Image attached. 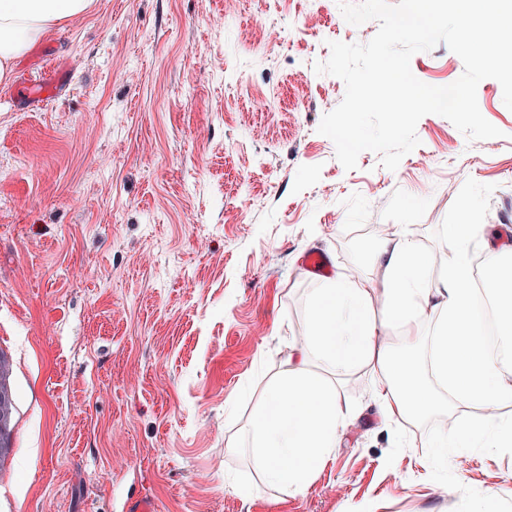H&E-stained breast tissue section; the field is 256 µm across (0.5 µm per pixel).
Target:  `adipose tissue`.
I'll return each mask as SVG.
<instances>
[{
  "label": "adipose tissue",
  "instance_id": "ef3b65f1",
  "mask_svg": "<svg viewBox=\"0 0 512 512\" xmlns=\"http://www.w3.org/2000/svg\"><path fill=\"white\" fill-rule=\"evenodd\" d=\"M91 0H0V83L12 80L16 62L61 23L84 15ZM475 227L449 225L456 255L440 281L430 277L428 256L411 240L384 249V309L375 312L366 281L339 273L315 288L306 331L292 346L286 368L266 383L249 425L252 446L266 481L301 493L336 448L348 416L341 407L339 377L366 365L374 372L373 393L386 418L450 417L458 403L498 406L512 401V381L499 352L486 346L474 315L475 286L468 259ZM487 287L495 298L499 339L512 346V257H486ZM436 318L424 337L417 320ZM429 360H422L421 348ZM319 362L321 372L310 368ZM437 383H430L428 374ZM445 386L451 404L439 399ZM511 448L512 420L492 416L459 426L440 447Z\"/></svg>",
  "mask_w": 512,
  "mask_h": 512
}]
</instances>
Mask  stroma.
I'll use <instances>...</instances> for the list:
<instances>
[{
    "instance_id": "1",
    "label": "stroma",
    "mask_w": 512,
    "mask_h": 512,
    "mask_svg": "<svg viewBox=\"0 0 512 512\" xmlns=\"http://www.w3.org/2000/svg\"><path fill=\"white\" fill-rule=\"evenodd\" d=\"M309 13L320 35L288 39ZM378 28L337 0H92L17 63L0 85V350L17 407L0 512H121L132 489L157 512H484L490 488L512 512V450L433 447L441 419H386L364 366L343 375L349 425L307 492L269 485L249 447L317 286L305 253L377 289L372 254L404 238L440 279L464 216L471 258L512 249L497 80L477 101L500 136L428 114L393 171L372 151L345 170L319 133L345 84L315 63ZM47 53L66 85L43 106L17 98ZM410 67L433 86L464 71L442 43Z\"/></svg>"
}]
</instances>
